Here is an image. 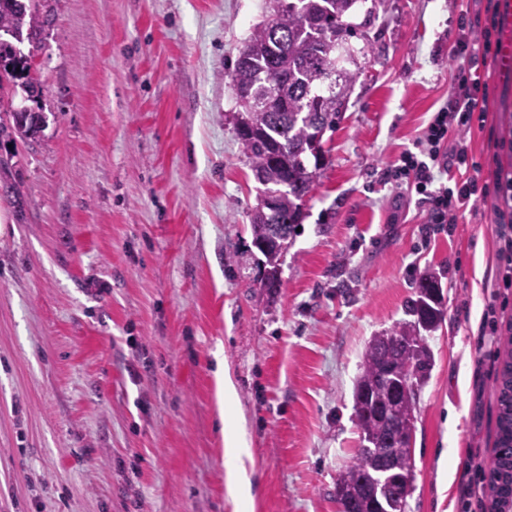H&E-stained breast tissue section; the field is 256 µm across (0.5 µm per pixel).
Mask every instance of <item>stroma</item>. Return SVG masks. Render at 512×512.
Returning a JSON list of instances; mask_svg holds the SVG:
<instances>
[{
  "label": "stroma",
  "mask_w": 512,
  "mask_h": 512,
  "mask_svg": "<svg viewBox=\"0 0 512 512\" xmlns=\"http://www.w3.org/2000/svg\"><path fill=\"white\" fill-rule=\"evenodd\" d=\"M34 59L48 125L17 142L0 201V512H339L365 348L442 275L418 393L407 512H486L494 379L512 325L499 200L429 233L383 185L464 76L459 23L487 0H381L324 138L330 163L280 268L251 287L259 185L230 76L274 0H45ZM480 181L512 179V77L487 63ZM236 389L220 419L216 361ZM251 498L232 493L222 428Z\"/></svg>",
  "instance_id": "35a3bbf8"
}]
</instances>
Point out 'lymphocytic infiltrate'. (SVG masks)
Instances as JSON below:
<instances>
[{
	"instance_id": "lymphocytic-infiltrate-1",
	"label": "lymphocytic infiltrate",
	"mask_w": 512,
	"mask_h": 512,
	"mask_svg": "<svg viewBox=\"0 0 512 512\" xmlns=\"http://www.w3.org/2000/svg\"><path fill=\"white\" fill-rule=\"evenodd\" d=\"M486 25L481 32V54L496 55L499 49L498 10L487 8ZM477 47L466 26H459L454 54L469 69L468 76L452 91L446 102L433 113L413 149L401 153L384 172V183L413 192L427 211L432 224L454 223L456 213L472 198L486 197L487 188L475 178L445 183L443 174L467 166L468 144L465 135L477 121L486 118L489 85L478 68L473 49Z\"/></svg>"
}]
</instances>
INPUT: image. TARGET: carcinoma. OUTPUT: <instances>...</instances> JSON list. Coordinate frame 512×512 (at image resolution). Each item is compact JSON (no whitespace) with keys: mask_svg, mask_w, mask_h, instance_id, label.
I'll use <instances>...</instances> for the list:
<instances>
[{"mask_svg":"<svg viewBox=\"0 0 512 512\" xmlns=\"http://www.w3.org/2000/svg\"><path fill=\"white\" fill-rule=\"evenodd\" d=\"M359 0H276L274 18L255 27L241 50L231 75L242 106L237 138L252 174L275 195L272 204L253 209L249 229L252 244L271 275L261 287L279 286L284 252L276 233L296 236L306 198L326 165L323 137L341 121L345 94L355 73L341 66L339 48L355 34L347 18ZM51 23L43 0H0V197L18 202L21 192L13 175L6 145L36 135L45 124L42 112H27L15 104L17 90L38 85L32 73V53L21 45L41 47ZM438 277L426 274L416 298L406 304L414 317L381 333L368 344L353 394L352 420L359 431V448L352 464L339 476L336 488L341 512H397L406 509L414 490L411 440L417 387L430 377L434 354L428 334L442 322ZM504 358L495 379L497 431L488 462L487 512H512V328L503 337Z\"/></svg>","mask_w":512,"mask_h":512,"instance_id":"obj_1","label":"carcinoma"}]
</instances>
